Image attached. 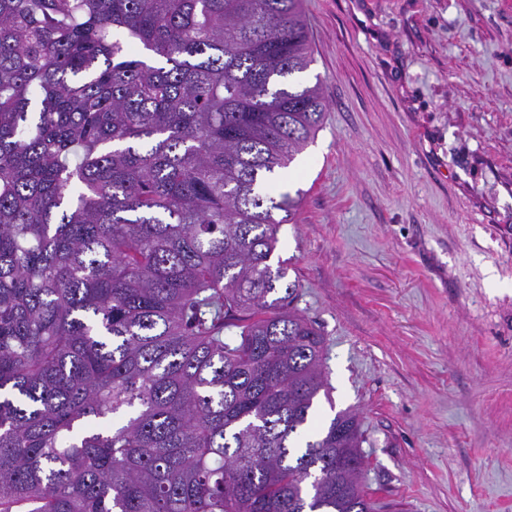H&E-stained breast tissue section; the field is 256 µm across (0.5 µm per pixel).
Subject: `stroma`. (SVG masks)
Returning <instances> with one entry per match:
<instances>
[{
  "label": "stroma",
  "mask_w": 512,
  "mask_h": 512,
  "mask_svg": "<svg viewBox=\"0 0 512 512\" xmlns=\"http://www.w3.org/2000/svg\"><path fill=\"white\" fill-rule=\"evenodd\" d=\"M325 118L276 258L379 512H512V0H303Z\"/></svg>",
  "instance_id": "1"
}]
</instances>
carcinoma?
Listing matches in <instances>:
<instances>
[{"label": "carcinoma", "mask_w": 512, "mask_h": 512, "mask_svg": "<svg viewBox=\"0 0 512 512\" xmlns=\"http://www.w3.org/2000/svg\"><path fill=\"white\" fill-rule=\"evenodd\" d=\"M312 62L302 0H0V512H373L270 263Z\"/></svg>", "instance_id": "obj_1"}]
</instances>
